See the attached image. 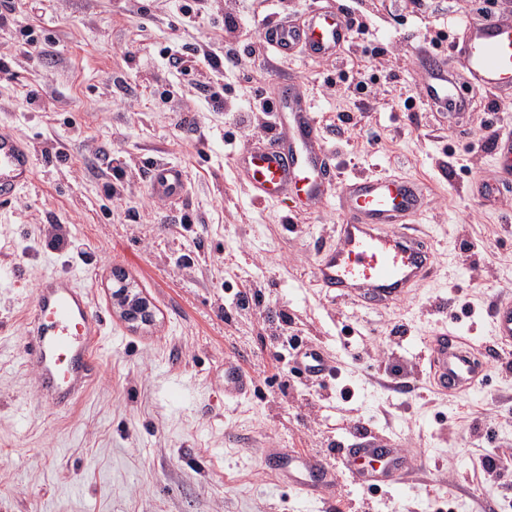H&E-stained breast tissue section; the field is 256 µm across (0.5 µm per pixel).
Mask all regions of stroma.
Listing matches in <instances>:
<instances>
[{"label":"stroma","mask_w":512,"mask_h":512,"mask_svg":"<svg viewBox=\"0 0 512 512\" xmlns=\"http://www.w3.org/2000/svg\"><path fill=\"white\" fill-rule=\"evenodd\" d=\"M15 3L0 24V129L29 143L36 177L0 206V512H512V469L476 475L482 454L512 455V353L489 334L492 305L512 293V189L492 203L470 194L475 176L499 173L481 133L503 115L474 89L473 112L451 127L414 69L431 37L451 55L459 17L512 11V0H283L276 14L266 0H198L190 23L183 0ZM338 7L368 30L335 57H281L263 38L269 24ZM28 28L52 35L46 53L21 49ZM203 45L243 63L212 73ZM288 81L312 103L336 179L379 174L424 189L413 233L437 272L406 299L330 298L314 266L338 237L335 197L310 208L259 201L240 177L227 144L238 130L210 93L242 107ZM103 150L126 171L114 193ZM154 162L187 172L181 198L152 194ZM55 224L68 226L70 253L47 246ZM116 271L150 300L151 325L121 319ZM59 272L103 323L98 380L63 411L39 399L23 361L36 286ZM450 318L487 363L471 393H434L422 372L424 337ZM285 336L322 346L335 378L321 387L294 376L278 356ZM387 360L405 369V386L386 384ZM228 366L254 381L229 403ZM388 438L418 474L376 493L346 483L310 498L263 463L268 448L333 461Z\"/></svg>","instance_id":"stroma-1"}]
</instances>
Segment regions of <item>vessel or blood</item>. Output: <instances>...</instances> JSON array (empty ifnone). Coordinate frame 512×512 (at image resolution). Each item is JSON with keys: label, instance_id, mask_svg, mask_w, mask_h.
Listing matches in <instances>:
<instances>
[{"label": "vessel or blood", "instance_id": "obj_1", "mask_svg": "<svg viewBox=\"0 0 512 512\" xmlns=\"http://www.w3.org/2000/svg\"><path fill=\"white\" fill-rule=\"evenodd\" d=\"M456 29L459 37L451 56L424 48L417 52L426 102L455 110L466 106L463 92L448 78L449 65L455 62L469 84L495 92L501 111L512 110V16L480 22L464 19ZM349 38L343 14L325 11L313 14L301 28L277 26L268 43L284 56L300 46L309 55L327 58ZM272 106L275 112L287 114L288 127L268 147L238 156L241 176L259 200L286 195L308 205L322 202L334 167L319 140L312 110L289 84L280 87ZM34 177L30 146L19 135L1 129L0 204L9 203ZM185 186L181 167L154 165L153 194L170 199L181 195ZM423 204V194L409 182L373 176L347 180L339 197L343 216L339 242L316 263L319 287L336 298L354 296L378 306L396 302L428 279L431 253L403 230ZM27 321L23 358L39 397L51 407L71 403L100 368L97 351L102 323L92 313L87 294L70 275L42 279ZM489 325L496 342L512 346V298L492 307ZM456 342V332L445 328L426 339L431 383L443 392L467 393L474 389L482 368ZM297 367L307 378L329 371L328 359L318 347L307 349ZM250 386V378L243 373L225 369V399L247 395ZM264 458L271 472L290 486L323 498L334 496L339 475H347L362 488L394 486L405 484L413 468L411 457L391 440L370 448L345 449L336 464L318 455L292 452L285 456L276 448L266 449Z\"/></svg>", "mask_w": 512, "mask_h": 512}]
</instances>
